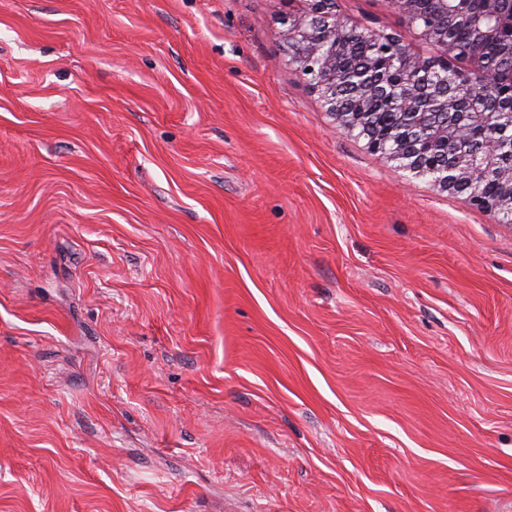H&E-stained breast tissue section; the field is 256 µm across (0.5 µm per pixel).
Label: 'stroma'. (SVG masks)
I'll use <instances>...</instances> for the list:
<instances>
[{"mask_svg":"<svg viewBox=\"0 0 512 512\" xmlns=\"http://www.w3.org/2000/svg\"><path fill=\"white\" fill-rule=\"evenodd\" d=\"M306 5L0 0V512H512V224L337 127Z\"/></svg>","mask_w":512,"mask_h":512,"instance_id":"1","label":"stroma"}]
</instances>
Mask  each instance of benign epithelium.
I'll return each mask as SVG.
<instances>
[{
  "instance_id": "obj_1",
  "label": "benign epithelium",
  "mask_w": 512,
  "mask_h": 512,
  "mask_svg": "<svg viewBox=\"0 0 512 512\" xmlns=\"http://www.w3.org/2000/svg\"><path fill=\"white\" fill-rule=\"evenodd\" d=\"M405 27L438 51L434 57L413 52L400 33L377 34L348 24L336 14L333 0H309L308 9L288 19L286 38L295 50L294 61L309 84L321 95L339 128L367 139L381 158L398 163L412 176L425 178L444 192L464 197L472 206L512 214V166L499 162V150L512 143V132L498 124V113L483 112L482 138L472 149L454 148L455 125L434 122L430 109L459 114L464 103L497 89L494 71L481 55H472L463 82L448 81L441 73L454 65L451 29L465 23L481 39L497 42L501 54L512 58V38L504 41V27L512 30V0H389ZM372 45L376 59L354 57V44ZM398 63L394 79L384 65ZM383 100L412 121L378 138L370 134L371 104ZM492 178L499 186L493 199L474 189L477 178Z\"/></svg>"
}]
</instances>
